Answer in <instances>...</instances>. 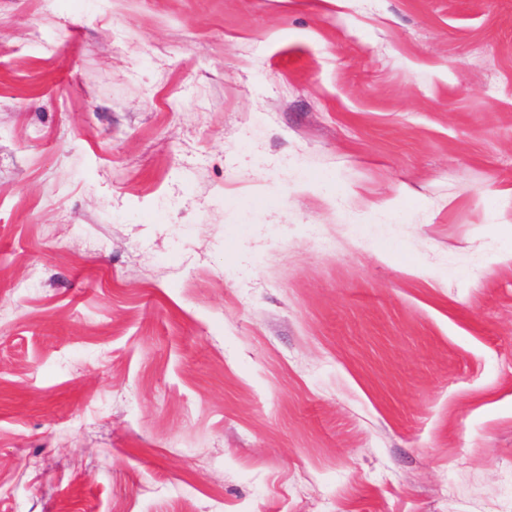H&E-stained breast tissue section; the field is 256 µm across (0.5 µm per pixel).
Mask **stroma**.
<instances>
[{
  "label": "stroma",
  "instance_id": "35a3bbf8",
  "mask_svg": "<svg viewBox=\"0 0 512 512\" xmlns=\"http://www.w3.org/2000/svg\"><path fill=\"white\" fill-rule=\"evenodd\" d=\"M512 0H0V512H512Z\"/></svg>",
  "mask_w": 512,
  "mask_h": 512
}]
</instances>
